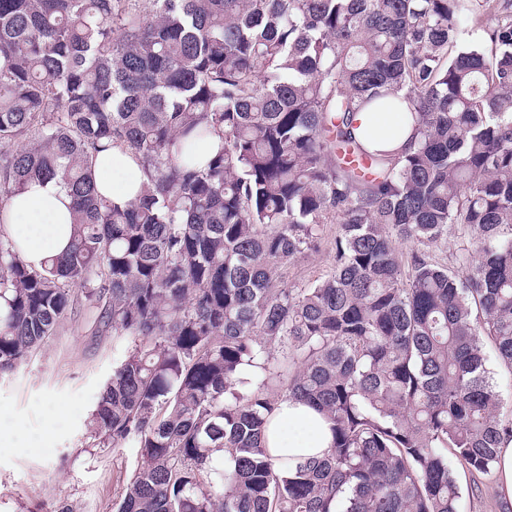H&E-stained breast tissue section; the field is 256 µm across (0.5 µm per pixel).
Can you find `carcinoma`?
I'll use <instances>...</instances> for the list:
<instances>
[{"mask_svg":"<svg viewBox=\"0 0 512 512\" xmlns=\"http://www.w3.org/2000/svg\"><path fill=\"white\" fill-rule=\"evenodd\" d=\"M369 105L408 150L360 143ZM114 143L146 175L126 205L92 175ZM53 179L65 253L0 231V371L76 286L129 342L88 425L140 448L117 512H459L448 456L488 472L512 440L484 353L512 367V0H0V209ZM332 219V270L273 287ZM283 397L331 422L324 456L273 464ZM354 135L369 150L390 153L408 148L413 136L411 122L401 112L368 106L353 117Z\"/></svg>","mask_w":512,"mask_h":512,"instance_id":"obj_1","label":"carcinoma"}]
</instances>
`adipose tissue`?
Returning <instances> with one entry per match:
<instances>
[{"label":"adipose tissue","mask_w":512,"mask_h":512,"mask_svg":"<svg viewBox=\"0 0 512 512\" xmlns=\"http://www.w3.org/2000/svg\"><path fill=\"white\" fill-rule=\"evenodd\" d=\"M353 123L355 136L370 150L400 152L407 148L413 135L404 114L378 107L357 112ZM92 174L98 191L121 205L137 199L146 181L138 157L121 144L94 155ZM71 204L66 189L51 180L29 185L0 210V219L28 264L42 267L67 248L73 232ZM265 440L273 457L299 461L327 450L332 432L326 418L315 408L285 398L268 421Z\"/></svg>","instance_id":"1"}]
</instances>
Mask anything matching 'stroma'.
Returning a JSON list of instances; mask_svg holds the SVG:
<instances>
[{"instance_id":"stroma-1","label":"stroma","mask_w":512,"mask_h":512,"mask_svg":"<svg viewBox=\"0 0 512 512\" xmlns=\"http://www.w3.org/2000/svg\"><path fill=\"white\" fill-rule=\"evenodd\" d=\"M341 227L319 225L316 249L278 271L277 287L303 288L334 263ZM126 341L97 333L79 306L13 372L0 376V512H115L140 462L133 443L94 445L90 415L126 354ZM460 512H502L494 473L455 467Z\"/></svg>"}]
</instances>
